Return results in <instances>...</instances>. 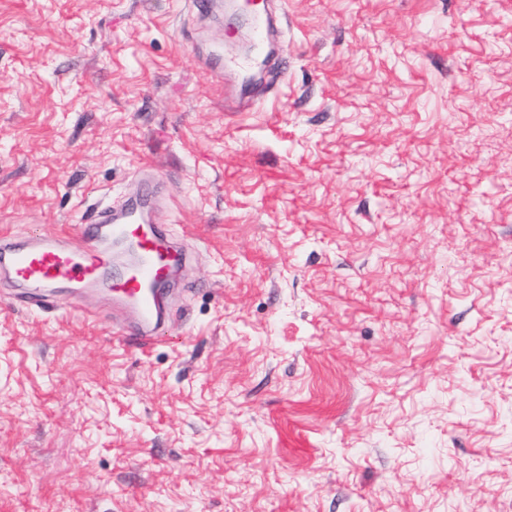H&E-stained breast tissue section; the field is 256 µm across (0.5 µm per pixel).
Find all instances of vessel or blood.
Listing matches in <instances>:
<instances>
[{
  "label": "vessel or blood",
  "instance_id": "1",
  "mask_svg": "<svg viewBox=\"0 0 512 512\" xmlns=\"http://www.w3.org/2000/svg\"><path fill=\"white\" fill-rule=\"evenodd\" d=\"M281 22V16L269 10L254 12L252 38L260 43L271 40ZM158 188V182H141L120 207L102 209L92 220L75 225L74 233L83 242L79 249L44 233L23 244L1 236L0 271L18 288L38 295L43 305L62 280L80 297L108 289L135 311L136 321L128 331L140 348L150 347L163 320L164 288L174 268L188 260L175 240L151 222L148 202Z\"/></svg>",
  "mask_w": 512,
  "mask_h": 512
}]
</instances>
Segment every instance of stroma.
<instances>
[{
  "label": "stroma",
  "mask_w": 512,
  "mask_h": 512,
  "mask_svg": "<svg viewBox=\"0 0 512 512\" xmlns=\"http://www.w3.org/2000/svg\"><path fill=\"white\" fill-rule=\"evenodd\" d=\"M282 9L240 103L224 14L0 0V233L149 164L190 255L145 351L0 279V512H512V0Z\"/></svg>",
  "instance_id": "obj_1"
}]
</instances>
